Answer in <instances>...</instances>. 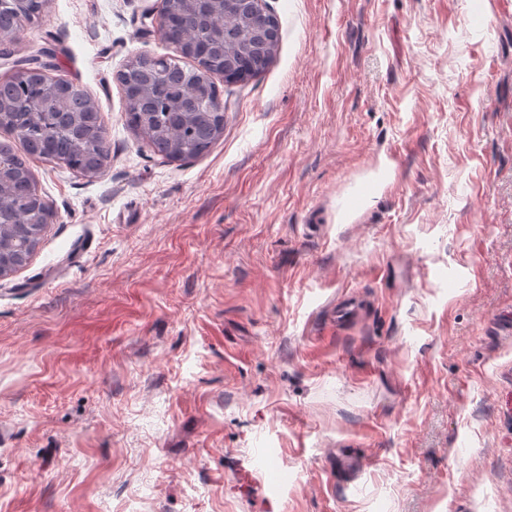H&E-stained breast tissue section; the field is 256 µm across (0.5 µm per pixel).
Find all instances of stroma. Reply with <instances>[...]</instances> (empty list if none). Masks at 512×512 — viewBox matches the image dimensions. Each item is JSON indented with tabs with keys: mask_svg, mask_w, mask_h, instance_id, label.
Instances as JSON below:
<instances>
[{
	"mask_svg": "<svg viewBox=\"0 0 512 512\" xmlns=\"http://www.w3.org/2000/svg\"><path fill=\"white\" fill-rule=\"evenodd\" d=\"M268 68L168 160L116 71L161 0H48L90 180L0 276V512H512V0H264ZM297 484L281 488L283 474Z\"/></svg>",
	"mask_w": 512,
	"mask_h": 512,
	"instance_id": "1",
	"label": "stroma"
}]
</instances>
